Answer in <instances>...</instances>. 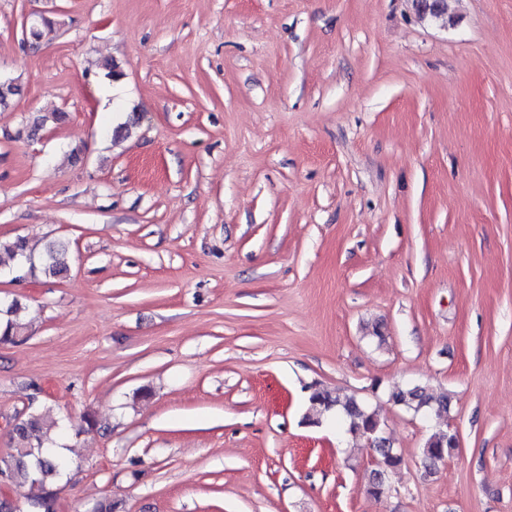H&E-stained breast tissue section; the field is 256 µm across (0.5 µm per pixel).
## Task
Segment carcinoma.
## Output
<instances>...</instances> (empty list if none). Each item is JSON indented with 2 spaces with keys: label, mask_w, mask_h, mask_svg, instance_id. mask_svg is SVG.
<instances>
[{
  "label": "carcinoma",
  "mask_w": 512,
  "mask_h": 512,
  "mask_svg": "<svg viewBox=\"0 0 512 512\" xmlns=\"http://www.w3.org/2000/svg\"><path fill=\"white\" fill-rule=\"evenodd\" d=\"M66 247L62 243H53L40 260L41 272L52 278L65 275L68 265L65 260ZM35 258L28 242L23 237L0 239V269L12 272L34 270ZM26 325L13 319L0 322V344H18L26 340ZM389 399L396 405L407 409L415 406L423 411L438 414L448 412L450 399L445 391L415 385L413 387L396 386L391 389ZM310 409L316 417H307L311 425L321 423L324 415L335 412L347 426V433L354 439L373 440V450L380 457L386 475L397 470L402 458L387 438L383 436L380 415L363 400L354 395L334 396L329 391L310 388L308 396ZM101 429V424L93 413L82 416L74 427L75 434H89ZM66 427L48 419L44 414L33 410L19 419L10 430L12 453L0 461V466L9 470L11 482L15 485L26 484L31 495L27 499L25 510L16 512H53L57 495L56 483L71 468V461L56 451V438L63 435ZM457 450V435L452 430H441L431 434L421 450L423 464L436 469L440 462L451 457Z\"/></svg>",
  "instance_id": "cac0c4a2"
}]
</instances>
